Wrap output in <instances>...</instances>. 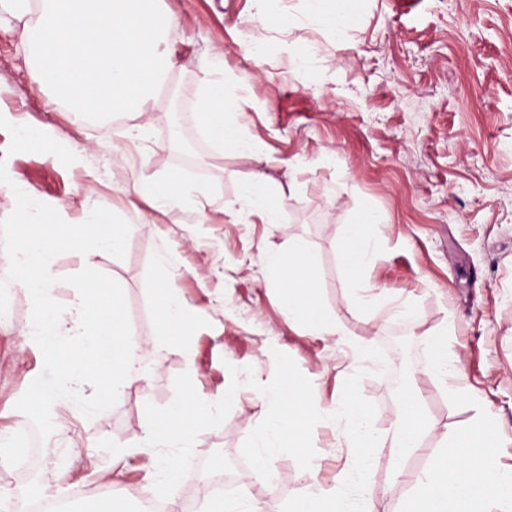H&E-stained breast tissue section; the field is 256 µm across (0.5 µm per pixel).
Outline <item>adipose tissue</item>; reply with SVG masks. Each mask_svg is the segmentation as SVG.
<instances>
[{
	"instance_id": "1",
	"label": "adipose tissue",
	"mask_w": 512,
	"mask_h": 512,
	"mask_svg": "<svg viewBox=\"0 0 512 512\" xmlns=\"http://www.w3.org/2000/svg\"><path fill=\"white\" fill-rule=\"evenodd\" d=\"M15 21L22 24L33 87L64 104L76 118L124 114L133 121L129 137L145 133L148 106L173 66L166 34L174 19L158 8L157 0H0V25ZM195 112L199 124L223 131L240 154L263 153L262 143L237 131L238 113L223 95L205 92ZM140 192L151 208L165 210L181 201L184 180L174 171L141 185ZM269 195L265 174H254L229 213L233 223L253 217L263 224L278 223L279 212L269 204ZM380 221L371 211L348 227V238L360 243L347 281L349 291L364 288L366 269L381 257L366 232L368 225ZM262 262L288 296L289 317L302 318L310 335H339L335 319L312 315L308 309L314 286L312 260L304 249L291 244L264 255ZM155 296L157 335L177 343L179 336L187 335L195 311L165 282H158Z\"/></svg>"
}]
</instances>
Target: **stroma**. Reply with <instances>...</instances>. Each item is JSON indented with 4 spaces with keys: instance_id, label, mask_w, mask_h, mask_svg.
<instances>
[{
    "instance_id": "stroma-1",
    "label": "stroma",
    "mask_w": 512,
    "mask_h": 512,
    "mask_svg": "<svg viewBox=\"0 0 512 512\" xmlns=\"http://www.w3.org/2000/svg\"><path fill=\"white\" fill-rule=\"evenodd\" d=\"M160 7L175 18L167 81L183 106L195 104L213 54L223 53L224 95L242 111V133L265 145L264 157L237 153L188 116L184 144L172 143L163 93L151 106L147 132L132 144L125 116L75 120L32 87L20 27L0 28V158L7 174L66 221L103 206L129 222L124 258L99 250L92 263L122 286L131 333L148 361L117 404L94 418L69 400L56 402V430L34 443L27 467L0 462V512H29L27 489L40 483L67 512L107 498L127 502L154 466L143 446L145 403L169 405L173 379L184 371L212 397L223 396L234 367H253L256 380L267 383L276 349L312 382L326 416L345 378L366 368L360 390L377 408L374 428L384 432L399 417L396 384L357 353L381 347L394 371H408L431 422L419 464L445 429L469 425L483 409L503 439L497 465L512 467V0H351V25L340 36L310 23L304 0H269L265 27L254 22L250 0H162ZM242 42L259 44L260 56L245 57ZM302 55L307 63L297 64ZM21 121L44 129L58 146L55 156L18 140ZM291 158L298 161L293 173L285 165ZM175 170L185 178L184 199L153 210L140 184ZM256 171L274 183L278 223H226L225 209ZM371 210L383 218L369 228L383 258L365 272L376 297L369 305L346 288L356 252L346 232ZM291 242L313 259V310L335 318L342 337L310 335L289 319L261 257ZM159 279L200 314L190 354L156 336ZM7 291L0 438L19 431L23 414L15 404L43 368L42 354L26 344L31 297L12 282ZM402 301L411 304L408 325L391 312ZM439 349L457 359V379L433 374ZM454 389L470 393L478 407H453L446 393ZM265 412L256 390L241 386L225 421L198 435L178 501L204 512V475L214 456L240 462L237 478L264 512H281L310 482L333 487L351 470L344 428L326 419L312 435L316 471L281 454L271 464L276 487L250 479L241 447ZM116 448L134 454L116 463ZM369 488L373 512H399L409 494L393 480L386 449L374 454Z\"/></svg>"
}]
</instances>
